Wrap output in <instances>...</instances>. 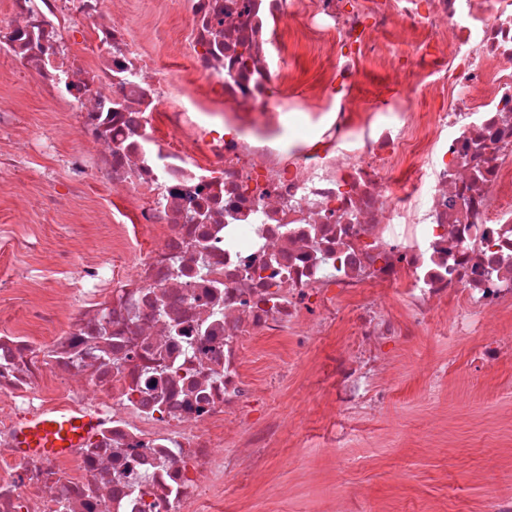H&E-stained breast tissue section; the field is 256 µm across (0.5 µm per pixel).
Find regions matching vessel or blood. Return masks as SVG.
<instances>
[{"label":"vessel or blood","instance_id":"b4317fda","mask_svg":"<svg viewBox=\"0 0 512 512\" xmlns=\"http://www.w3.org/2000/svg\"><path fill=\"white\" fill-rule=\"evenodd\" d=\"M91 428L90 419L47 417L29 421L19 432L21 447L46 456L59 454L74 447Z\"/></svg>","mask_w":512,"mask_h":512}]
</instances>
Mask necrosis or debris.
I'll return each mask as SVG.
<instances>
[{
  "label": "necrosis or debris",
  "mask_w": 512,
  "mask_h": 512,
  "mask_svg": "<svg viewBox=\"0 0 512 512\" xmlns=\"http://www.w3.org/2000/svg\"><path fill=\"white\" fill-rule=\"evenodd\" d=\"M175 3L177 69L120 23L127 0H10L0 22V58L86 138L68 188L112 223L107 251L21 267L22 310L0 312V512H222L225 474H261L294 424L267 413L246 342L306 345L351 310L357 345L317 366L334 411L378 413L402 333L385 290L413 326L440 310L481 335L482 368L512 345V0ZM369 62L388 111L365 105ZM56 140L0 112L4 165ZM43 242L0 225L1 254ZM59 415L95 428L49 458L19 446Z\"/></svg>",
  "instance_id": "necrosis-or-debris-1"
}]
</instances>
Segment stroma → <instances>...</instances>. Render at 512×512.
<instances>
[{
    "label": "stroma",
    "instance_id": "stroma-1",
    "mask_svg": "<svg viewBox=\"0 0 512 512\" xmlns=\"http://www.w3.org/2000/svg\"><path fill=\"white\" fill-rule=\"evenodd\" d=\"M0 108L21 126H40L51 107L32 79L0 68ZM49 165L29 159L21 171L0 172V223L24 213L36 226L49 217ZM47 245L72 249L75 236L108 241L96 206L73 194L57 216ZM248 375L271 414H293L297 426L269 457L263 478L238 473L224 481V512H483L490 493L512 494V351L476 371L470 343L434 317L431 330L397 338L388 408L343 417L326 394H314L289 335L249 344ZM340 448H333V441ZM305 457L306 466L294 463Z\"/></svg>",
    "mask_w": 512,
    "mask_h": 512
}]
</instances>
